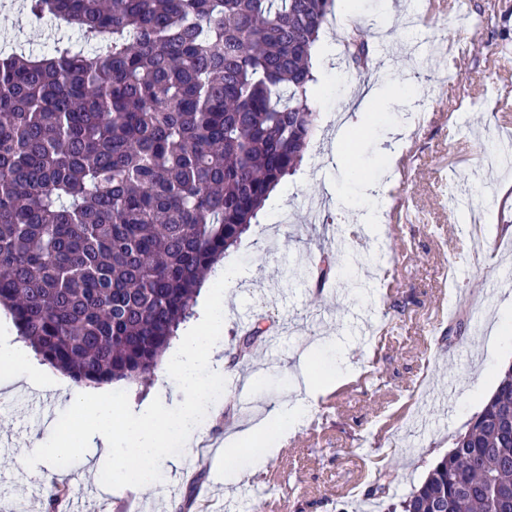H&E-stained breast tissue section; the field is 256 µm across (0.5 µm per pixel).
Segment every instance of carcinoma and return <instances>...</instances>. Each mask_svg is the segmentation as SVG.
Instances as JSON below:
<instances>
[{"label":"carcinoma","mask_w":512,"mask_h":512,"mask_svg":"<svg viewBox=\"0 0 512 512\" xmlns=\"http://www.w3.org/2000/svg\"><path fill=\"white\" fill-rule=\"evenodd\" d=\"M333 0H21L62 22L40 57L0 50V307L77 387L150 378L202 280L296 170L312 49ZM369 35L346 48L355 71ZM329 256L313 275L333 279ZM256 324L229 370L266 340ZM388 512H512V366Z\"/></svg>","instance_id":"cac0c4a2"}]
</instances>
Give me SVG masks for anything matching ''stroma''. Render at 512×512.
<instances>
[{"label": "stroma", "mask_w": 512, "mask_h": 512, "mask_svg": "<svg viewBox=\"0 0 512 512\" xmlns=\"http://www.w3.org/2000/svg\"><path fill=\"white\" fill-rule=\"evenodd\" d=\"M409 2L421 20L402 38L406 52L392 65L399 82L421 88L420 98L376 106L375 121L345 112V97L362 79L334 86L331 60L315 62L317 81L330 89L310 96L317 120L304 159L267 199L260 223L224 256L226 274L219 284L231 297L224 313L225 348L236 344L257 314L277 338L233 372L242 379L262 367L261 382L252 386L257 409L276 407L291 389L288 365L299 342L340 337L350 366L348 378L338 383L343 394L319 428L309 434L297 427L295 447L264 465L271 480L261 484L258 501L265 512H385L364 495L374 467L396 462L398 493L417 487L464 426L455 417L459 395L449 392L448 381L470 383L481 393L495 383L482 377L480 365L489 356V317L504 288L500 272L512 268V200L497 192L477 197L471 188L484 156L512 133V53H490L496 45L492 28L478 23L489 0H447L446 11L435 15L425 0ZM386 25L377 0H356L348 12L333 5L321 34L332 37L359 27L379 34ZM67 33L30 20L17 0H0V44L17 39L25 51L36 53L49 36ZM461 40L469 49L460 61L438 50ZM423 105L437 118L411 131L404 150L411 160L407 177L400 182L386 177L383 155L391 147L392 128ZM346 121L352 125L343 142L346 164L322 165ZM450 172L456 175L452 186L471 199L470 217L486 226L483 254H474L456 230L459 215L445 179ZM368 180L379 182L389 202L380 221L385 235L376 240L365 234L358 211H339L325 191L330 182L355 194ZM340 237L350 247L339 253L342 274L329 287L282 277L284 261L318 257ZM456 269L462 272L460 307L469 323L463 343L448 347L438 343L448 326L442 299L446 275ZM1 402L7 409L0 412V512H48L45 484L52 480L69 489L60 512H115L128 504L137 512H225L224 474L214 462L224 453L225 434L249 420L235 395L217 403L200 444L176 455L165 452L150 501L132 491L111 493L107 470L95 466L94 449L56 459L33 454L34 441L57 439L76 415L59 391L18 392L0 381ZM175 457L183 463L177 473L168 469ZM84 483L96 487L95 498H81Z\"/></svg>", "instance_id": "1"}]
</instances>
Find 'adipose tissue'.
Returning <instances> with one entry per match:
<instances>
[{
  "label": "adipose tissue",
  "mask_w": 512,
  "mask_h": 512,
  "mask_svg": "<svg viewBox=\"0 0 512 512\" xmlns=\"http://www.w3.org/2000/svg\"><path fill=\"white\" fill-rule=\"evenodd\" d=\"M224 348V292L205 287L203 316L168 353V369L176 378L174 391L159 389L158 396L135 413L117 410L111 390L88 387L76 394L80 416L64 441L37 443L36 455L51 458L76 452L87 445L100 450L114 488L139 492L155 489L156 466L166 445L174 439L193 443L199 433L198 415L210 409L211 395L201 371L221 365ZM294 398L224 439V459L233 461L244 446L262 442V450L247 461L248 467H263L276 453L280 439L304 419L310 398L324 384L326 374L310 358L296 363ZM13 375L29 385H50L68 392L66 380L40 364L25 342L0 336V377Z\"/></svg>",
  "instance_id": "obj_1"
}]
</instances>
